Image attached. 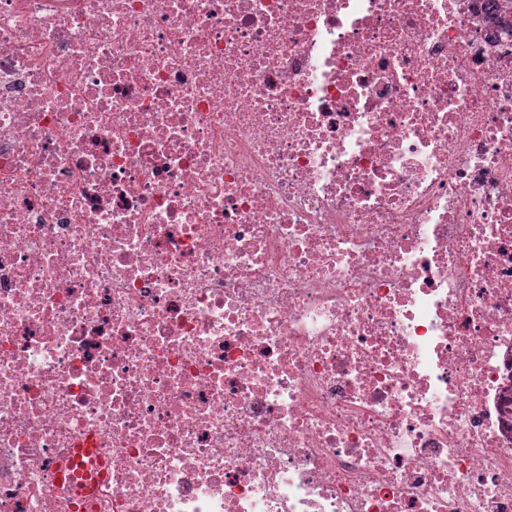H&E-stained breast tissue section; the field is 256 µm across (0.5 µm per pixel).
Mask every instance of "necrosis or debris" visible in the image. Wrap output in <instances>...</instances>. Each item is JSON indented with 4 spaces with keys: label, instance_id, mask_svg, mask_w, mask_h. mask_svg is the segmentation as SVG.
Returning a JSON list of instances; mask_svg holds the SVG:
<instances>
[{
    "label": "necrosis or debris",
    "instance_id": "4bbe7bcc",
    "mask_svg": "<svg viewBox=\"0 0 512 512\" xmlns=\"http://www.w3.org/2000/svg\"><path fill=\"white\" fill-rule=\"evenodd\" d=\"M0 512H512V0H0Z\"/></svg>",
    "mask_w": 512,
    "mask_h": 512
}]
</instances>
